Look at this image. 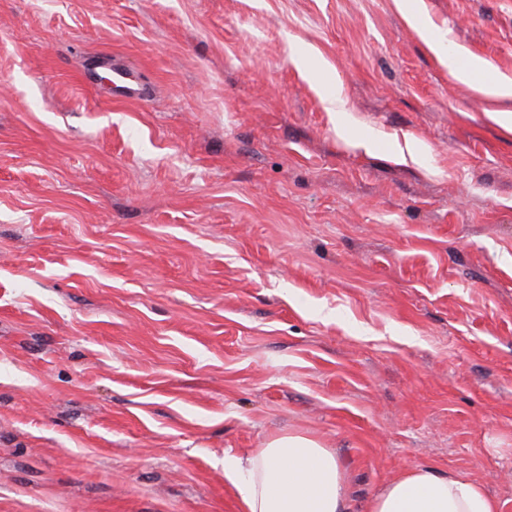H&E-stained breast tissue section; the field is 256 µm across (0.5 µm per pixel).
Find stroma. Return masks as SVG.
I'll use <instances>...</instances> for the list:
<instances>
[{"instance_id": "obj_1", "label": "stroma", "mask_w": 512, "mask_h": 512, "mask_svg": "<svg viewBox=\"0 0 512 512\" xmlns=\"http://www.w3.org/2000/svg\"><path fill=\"white\" fill-rule=\"evenodd\" d=\"M415 4L512 79V0ZM427 39L397 0H0V512H246L225 454L288 432L347 512L419 466L512 512V99Z\"/></svg>"}]
</instances>
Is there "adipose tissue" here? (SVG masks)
Instances as JSON below:
<instances>
[{
    "label": "adipose tissue",
    "instance_id": "1",
    "mask_svg": "<svg viewBox=\"0 0 512 512\" xmlns=\"http://www.w3.org/2000/svg\"><path fill=\"white\" fill-rule=\"evenodd\" d=\"M224 474L247 512L346 510V479L334 452L302 434L273 437L248 457L225 456ZM368 512H500V506L467 476L417 467L376 493Z\"/></svg>",
    "mask_w": 512,
    "mask_h": 512
}]
</instances>
